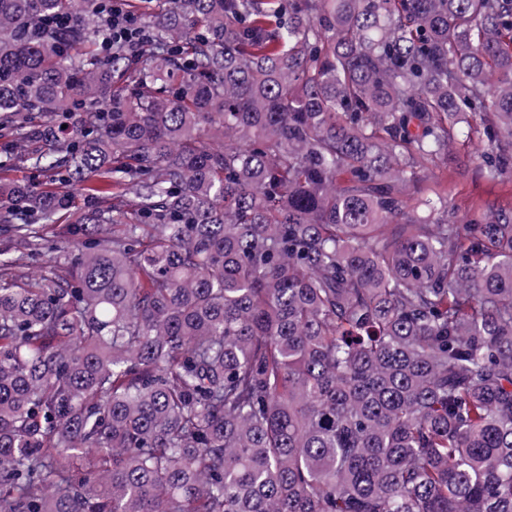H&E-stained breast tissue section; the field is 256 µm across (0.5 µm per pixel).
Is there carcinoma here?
Segmentation results:
<instances>
[{
  "label": "carcinoma",
  "instance_id": "carcinoma-1",
  "mask_svg": "<svg viewBox=\"0 0 512 512\" xmlns=\"http://www.w3.org/2000/svg\"><path fill=\"white\" fill-rule=\"evenodd\" d=\"M104 2L0 0V512H512V207H411L512 0ZM124 1L125 0L112 1V30L109 34V39L112 38L114 42H122L132 52H136L144 38V32L143 28H141L133 20L129 12L124 9V4L122 3ZM105 41L106 40H103V45L107 42Z\"/></svg>",
  "mask_w": 512,
  "mask_h": 512
}]
</instances>
